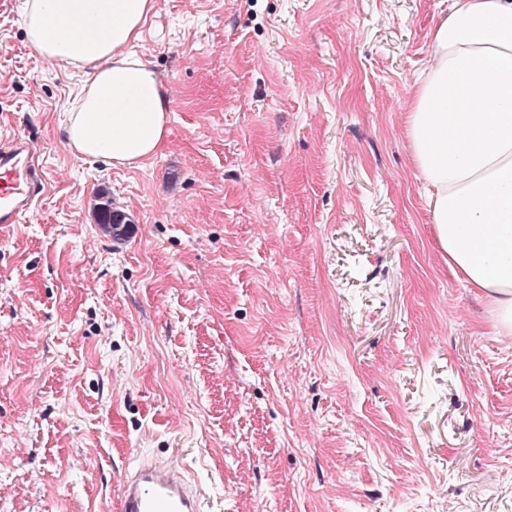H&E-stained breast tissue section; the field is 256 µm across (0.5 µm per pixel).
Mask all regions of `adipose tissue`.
Returning <instances> with one entry per match:
<instances>
[{
  "label": "adipose tissue",
  "instance_id": "obj_1",
  "mask_svg": "<svg viewBox=\"0 0 512 512\" xmlns=\"http://www.w3.org/2000/svg\"><path fill=\"white\" fill-rule=\"evenodd\" d=\"M155 0H21L28 46L89 82L66 118L70 148L136 166L169 133L170 103L132 50ZM435 236L451 274L512 333V0H453L408 114Z\"/></svg>",
  "mask_w": 512,
  "mask_h": 512
}]
</instances>
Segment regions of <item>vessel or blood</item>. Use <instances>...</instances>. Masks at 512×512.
I'll use <instances>...</instances> for the list:
<instances>
[{"label":"vessel or blood","mask_w":512,"mask_h":512,"mask_svg":"<svg viewBox=\"0 0 512 512\" xmlns=\"http://www.w3.org/2000/svg\"><path fill=\"white\" fill-rule=\"evenodd\" d=\"M32 152L25 138L0 140V225L20 223L45 188ZM117 512H201V495L182 466L144 455L124 475Z\"/></svg>","instance_id":"1"}]
</instances>
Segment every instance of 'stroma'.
Listing matches in <instances>:
<instances>
[{
	"label": "stroma",
	"mask_w": 512,
	"mask_h": 512,
	"mask_svg": "<svg viewBox=\"0 0 512 512\" xmlns=\"http://www.w3.org/2000/svg\"><path fill=\"white\" fill-rule=\"evenodd\" d=\"M451 0H156L138 168L68 147L84 73L0 0V512H113L175 456L204 512H512V335L453 278L406 121ZM128 224L105 235L96 203ZM33 149L20 136L0 140V225L21 223L44 191L45 179L29 166Z\"/></svg>",
	"instance_id": "stroma-1"
}]
</instances>
